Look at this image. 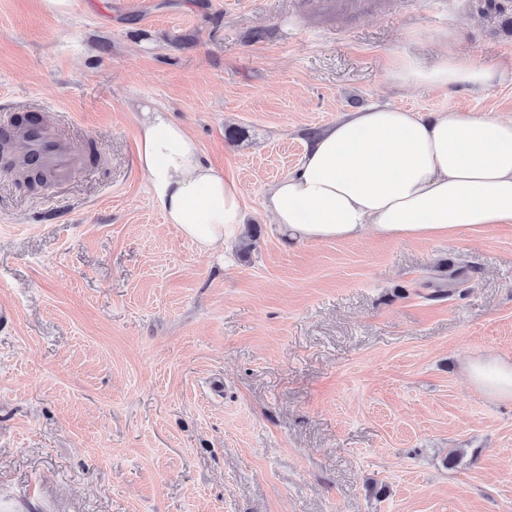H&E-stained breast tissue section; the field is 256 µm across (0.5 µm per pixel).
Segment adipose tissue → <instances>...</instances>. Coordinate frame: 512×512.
Segmentation results:
<instances>
[{
    "label": "adipose tissue",
    "instance_id": "1",
    "mask_svg": "<svg viewBox=\"0 0 512 512\" xmlns=\"http://www.w3.org/2000/svg\"><path fill=\"white\" fill-rule=\"evenodd\" d=\"M391 75L440 88H482L494 78L452 53L425 71L401 60ZM137 164L166 222L198 250L224 248L242 233L240 184L217 172L167 112H143ZM265 208L276 232L297 242L351 240L368 230L429 242L511 225L512 119L461 110L422 117L389 104L349 113L317 133L298 167L268 187ZM464 370L487 399L512 401V356L488 352Z\"/></svg>",
    "mask_w": 512,
    "mask_h": 512
}]
</instances>
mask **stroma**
<instances>
[{"mask_svg":"<svg viewBox=\"0 0 512 512\" xmlns=\"http://www.w3.org/2000/svg\"><path fill=\"white\" fill-rule=\"evenodd\" d=\"M0 0V125L56 122L100 165L0 164V512H512V402L463 365L512 354V228L290 245L268 185L375 101L512 118V34L476 0ZM475 91L408 86L447 48ZM240 184L201 252L153 204L140 109ZM390 74L405 84L424 82L440 88H451L456 85L483 88L492 82L495 76L490 68L472 67L461 63L451 50L430 70H421L413 61L403 59L393 66Z\"/></svg>","mask_w":512,"mask_h":512,"instance_id":"stroma-1","label":"stroma"}]
</instances>
